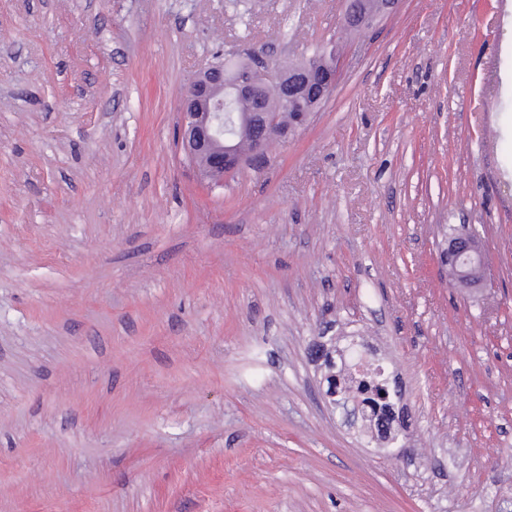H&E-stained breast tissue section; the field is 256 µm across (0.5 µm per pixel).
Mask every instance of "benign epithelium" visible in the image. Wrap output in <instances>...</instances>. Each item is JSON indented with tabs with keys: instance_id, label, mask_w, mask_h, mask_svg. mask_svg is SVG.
Returning <instances> with one entry per match:
<instances>
[{
	"instance_id": "obj_1",
	"label": "benign epithelium",
	"mask_w": 512,
	"mask_h": 512,
	"mask_svg": "<svg viewBox=\"0 0 512 512\" xmlns=\"http://www.w3.org/2000/svg\"><path fill=\"white\" fill-rule=\"evenodd\" d=\"M399 0H381L378 7L368 8L362 0H349L340 27L367 31L390 14ZM341 47L332 38L325 46V59L316 64L306 62L292 71L270 68L259 51H252V60L233 74L224 73V65L206 63L182 94L180 114V151L194 165L201 180L213 187L224 186V175L243 164L263 157L269 148V135L280 121L277 112L259 109L250 114H239L231 124L224 123V104L250 97L258 84L276 87L282 105L292 108L299 101L321 104L326 101L338 80ZM310 116H300L295 123L280 130L286 139L306 125ZM247 136L251 150L249 158L238 151V140ZM444 254L455 270L457 288H481L486 283V254L481 235L474 231L447 241Z\"/></svg>"
}]
</instances>
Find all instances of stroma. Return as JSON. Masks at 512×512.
<instances>
[{"mask_svg":"<svg viewBox=\"0 0 512 512\" xmlns=\"http://www.w3.org/2000/svg\"><path fill=\"white\" fill-rule=\"evenodd\" d=\"M347 0H0V512H501L512 500V0H400L263 167L209 187L177 105ZM486 286L448 283L447 225ZM399 392V450L317 346Z\"/></svg>","mask_w":512,"mask_h":512,"instance_id":"obj_1","label":"stroma"}]
</instances>
